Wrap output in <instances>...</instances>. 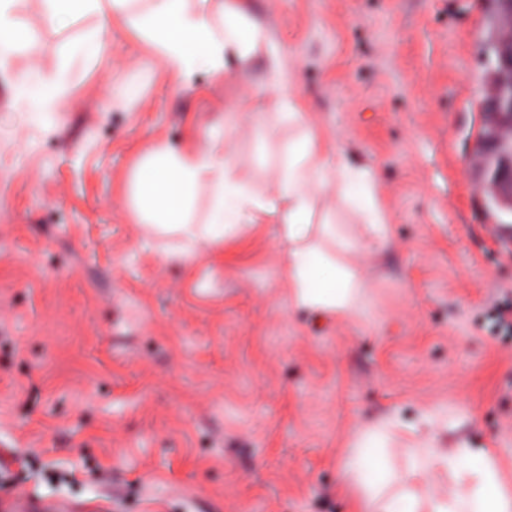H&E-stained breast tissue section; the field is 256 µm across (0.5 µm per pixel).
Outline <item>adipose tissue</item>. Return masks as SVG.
Segmentation results:
<instances>
[{
	"label": "adipose tissue",
	"instance_id": "obj_1",
	"mask_svg": "<svg viewBox=\"0 0 512 512\" xmlns=\"http://www.w3.org/2000/svg\"><path fill=\"white\" fill-rule=\"evenodd\" d=\"M15 0H0V70L18 55L37 58L38 46L14 10ZM54 24L96 13L105 31L113 15L150 38L163 66L180 84H190L201 70L219 73L235 58L240 76H247L252 56L267 36L240 7L227 0H43ZM102 36L81 46L85 55L110 54L112 42ZM65 91L63 76H43L36 68L15 72L13 99L36 115ZM282 119L297 130L284 148L275 171V190L255 192L239 179L233 157L191 141L174 148L155 144L134 165L126 179L127 201L147 232L182 241L177 260L188 258L198 242L223 250L228 227L272 224L288 248L283 275L289 300L298 310L344 316L366 300L367 286L354 270L339 261L342 253L361 247L339 225L314 224L318 192L334 191L362 217L369 235L385 241L389 216L372 170L355 166L331 145L321 129L310 124L291 83L279 85ZM208 192L204 221L195 217L196 193ZM397 421L388 419L357 432L344 461L343 476L354 487L358 512H512V485L496 456L485 448L460 446L448 451L413 448L408 467L397 472L389 446Z\"/></svg>",
	"mask_w": 512,
	"mask_h": 512
}]
</instances>
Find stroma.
I'll return each instance as SVG.
<instances>
[{
	"mask_svg": "<svg viewBox=\"0 0 512 512\" xmlns=\"http://www.w3.org/2000/svg\"><path fill=\"white\" fill-rule=\"evenodd\" d=\"M282 49L176 89L149 39L112 23L91 61L85 15L15 9L65 79L49 121L19 111L0 72V500L73 512H354L342 465L362 427L396 418L418 440L490 449L512 479V335L490 302L512 290V216L491 210L477 152L492 89L491 0H244ZM374 170L385 242L352 262L365 304L346 317L288 304L270 224L224 257L168 261L123 192L156 143L218 129L255 191L291 132L277 81ZM433 423H423L424 415ZM1 510L4 512H62L69 509L36 500L19 493L10 500L1 504Z\"/></svg>",
	"mask_w": 512,
	"mask_h": 512,
	"instance_id": "1",
	"label": "stroma"
}]
</instances>
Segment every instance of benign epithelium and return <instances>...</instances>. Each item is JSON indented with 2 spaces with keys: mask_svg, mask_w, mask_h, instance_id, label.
<instances>
[{
  "mask_svg": "<svg viewBox=\"0 0 512 512\" xmlns=\"http://www.w3.org/2000/svg\"><path fill=\"white\" fill-rule=\"evenodd\" d=\"M482 107L495 119V135L487 140V154L498 161L490 171L486 190L496 211L512 214V84L499 83Z\"/></svg>",
  "mask_w": 512,
  "mask_h": 512,
  "instance_id": "1",
  "label": "benign epithelium"
}]
</instances>
